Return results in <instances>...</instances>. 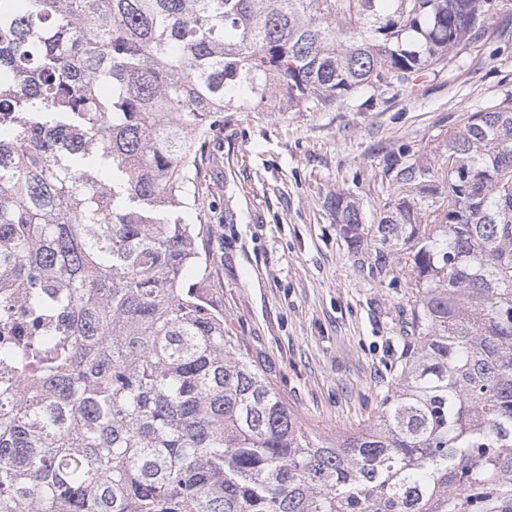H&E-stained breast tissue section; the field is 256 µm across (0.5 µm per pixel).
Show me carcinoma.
<instances>
[{
    "label": "carcinoma",
    "instance_id": "carcinoma-1",
    "mask_svg": "<svg viewBox=\"0 0 512 512\" xmlns=\"http://www.w3.org/2000/svg\"><path fill=\"white\" fill-rule=\"evenodd\" d=\"M492 0H0V512H450L512 484V105L389 151L379 210L411 340L369 427L312 434L224 333L199 155L227 108L406 87Z\"/></svg>",
    "mask_w": 512,
    "mask_h": 512
}]
</instances>
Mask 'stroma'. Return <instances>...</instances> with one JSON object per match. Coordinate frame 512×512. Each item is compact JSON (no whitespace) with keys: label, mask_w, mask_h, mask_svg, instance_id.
Instances as JSON below:
<instances>
[{"label":"stroma","mask_w":512,"mask_h":512,"mask_svg":"<svg viewBox=\"0 0 512 512\" xmlns=\"http://www.w3.org/2000/svg\"><path fill=\"white\" fill-rule=\"evenodd\" d=\"M484 35L448 64L363 107L268 102L226 112L202 146L207 291L298 418L323 438L376 419L407 341L405 284L360 274L324 199L344 190L365 213L384 153L438 154L449 123L512 97V0H497Z\"/></svg>","instance_id":"obj_1"}]
</instances>
